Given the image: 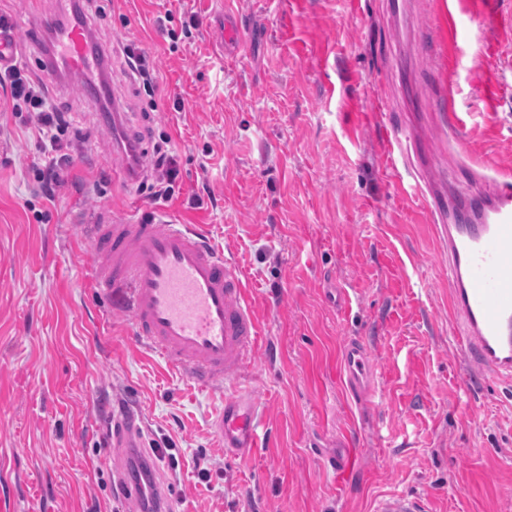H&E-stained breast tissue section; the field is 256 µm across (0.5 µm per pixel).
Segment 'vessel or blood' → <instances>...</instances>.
<instances>
[{"label":"vessel or blood","mask_w":512,"mask_h":512,"mask_svg":"<svg viewBox=\"0 0 512 512\" xmlns=\"http://www.w3.org/2000/svg\"><path fill=\"white\" fill-rule=\"evenodd\" d=\"M71 21L53 28L50 18L32 14L0 24V66L16 56L15 27L24 28L31 46L54 29L63 58L84 76V91L96 95L99 73L109 49L93 44L88 26L77 13L78 0H62ZM498 188L489 196L449 186L448 207H436L447 222L440 232L448 241L449 310L462 357L500 382L512 385V170L497 171ZM479 198L477 223L459 221L457 202ZM98 253L94 286L111 295L126 290L122 303L133 334L166 364L201 387L235 379L256 348L261 329L254 317L240 270L193 224H171L163 218L130 219L113 224L89 222ZM366 345L348 342L338 373L352 395L373 388L375 367ZM137 416L112 419V437L121 447H135ZM216 430L231 449L253 447L258 423L253 400L238 395L224 402ZM379 512H423L415 498L392 496Z\"/></svg>","instance_id":"1"}]
</instances>
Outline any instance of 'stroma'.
Instances as JSON below:
<instances>
[{
    "label": "stroma",
    "instance_id": "stroma-1",
    "mask_svg": "<svg viewBox=\"0 0 512 512\" xmlns=\"http://www.w3.org/2000/svg\"><path fill=\"white\" fill-rule=\"evenodd\" d=\"M112 50L123 137L169 139L166 199L127 183L103 101L49 80L25 32L18 56L68 112L69 163L40 191L43 148L0 89V512H137L114 491L112 414L172 448L174 512H376L408 495L426 512H512V387L465 362L448 315V261L415 176L491 190L512 167V0H88ZM245 33L224 55V16ZM153 69L152 93L124 66ZM500 93L491 99L488 85ZM458 127H450L449 114ZM415 141L386 159V123ZM164 210L202 225L242 272L262 328L238 384L201 388L133 336L93 288L76 222ZM366 341L376 393L347 395L349 339ZM256 400L257 447L226 452L214 422L235 387ZM360 451L345 481L332 470ZM126 63L133 74L142 80L143 87L150 90L154 77L145 53L135 45L128 46L126 48Z\"/></svg>",
    "mask_w": 512,
    "mask_h": 512
}]
</instances>
